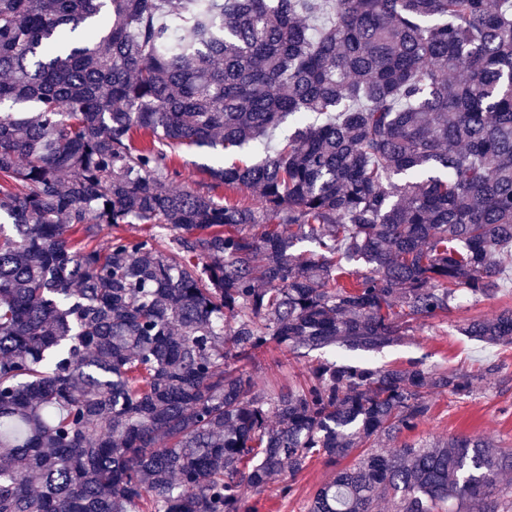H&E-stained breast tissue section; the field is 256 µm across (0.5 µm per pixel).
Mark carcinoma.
<instances>
[{
	"instance_id": "carcinoma-1",
	"label": "carcinoma",
	"mask_w": 512,
	"mask_h": 512,
	"mask_svg": "<svg viewBox=\"0 0 512 512\" xmlns=\"http://www.w3.org/2000/svg\"><path fill=\"white\" fill-rule=\"evenodd\" d=\"M288 117L209 171L261 210L171 187L169 150ZM0 214V512H252L244 489L315 459L308 512H512L492 440L379 447L486 376L252 374L272 344L381 350L499 292L512 0H0ZM461 331L512 343V308Z\"/></svg>"
}]
</instances>
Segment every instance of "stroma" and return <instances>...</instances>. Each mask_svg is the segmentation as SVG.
Returning <instances> with one entry per match:
<instances>
[{
  "mask_svg": "<svg viewBox=\"0 0 512 512\" xmlns=\"http://www.w3.org/2000/svg\"><path fill=\"white\" fill-rule=\"evenodd\" d=\"M264 156L260 148L223 155L183 146L173 155L175 175L172 185L213 196L219 202L256 208L260 201L251 188L215 183L207 169L217 164H250ZM506 307H512V267L504 272L501 289L495 297L478 301L462 299L451 320L426 319L414 326L400 345L363 353L364 362L371 367L405 366L417 361L428 367L491 373L489 389L460 398L434 396L428 418L414 430L404 432L403 440L420 442L471 435L512 448V344L488 345L464 336L459 330L467 319L491 318ZM306 366V361L289 360L286 352L273 348L262 356L253 374L260 385L277 387L293 382ZM330 474L329 467L315 461L296 477L290 496H282L279 485L273 484L261 493L249 494L248 501L255 512H307L311 496Z\"/></svg>",
  "mask_w": 512,
  "mask_h": 512,
  "instance_id": "stroma-1",
  "label": "stroma"
}]
</instances>
